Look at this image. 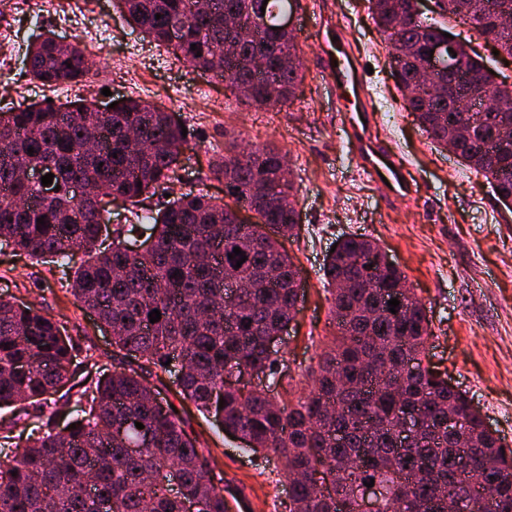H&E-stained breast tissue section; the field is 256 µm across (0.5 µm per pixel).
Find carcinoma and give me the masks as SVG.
Instances as JSON below:
<instances>
[{"label": "carcinoma", "instance_id": "1", "mask_svg": "<svg viewBox=\"0 0 512 512\" xmlns=\"http://www.w3.org/2000/svg\"><path fill=\"white\" fill-rule=\"evenodd\" d=\"M370 2L388 55L401 51L393 75L404 92L440 26L416 23L412 0ZM297 4L116 0L126 21L155 44L230 84L236 99L269 109L294 100L303 80L301 49L293 33L252 19L274 20ZM176 22L182 33L174 41ZM482 32L493 49L512 56V30L485 24ZM24 62L25 74L43 86L90 76L81 43L62 45L53 31L28 46ZM490 74L472 52L466 86L477 90ZM402 108L434 146L454 143L461 163L482 173L497 200L512 207V133L502 138L512 112H480L465 132L443 92L404 94ZM182 126L167 109L132 96L113 108L79 100L0 112V245L74 270L73 296L112 329L113 348L135 360L82 385L76 428L60 430L50 396L71 380L73 344L53 318L0 296V409L15 408L0 421V445L10 446L0 458V512H226L222 480L205 479L213 470L210 451L197 446L170 404L157 401L148 380L169 372L167 359L175 357L186 366L179 380L185 398L250 451L282 460L285 476H299L288 486V512H339L336 499H351L353 487L370 480L383 490L378 512H444L447 496L455 512H470L479 488L488 494V512H512V454L470 409L467 393L424 365L433 335L424 305L372 239H339L320 269L336 335L308 395L287 404L244 380H225L258 371L277 381L288 371L283 357L266 350L268 337L294 320L300 291L298 268L266 232L290 238L299 224L292 185L281 178V150L246 152L228 142L210 171L225 180L232 203L201 191L182 194L156 213H134L153 225L145 251H132L120 226L105 243V207L92 196L76 197L74 186L86 181L138 206L181 168L179 148L191 139ZM27 164L54 174V197L22 179ZM236 247L247 257L239 268L240 256L228 257ZM384 290L399 301L394 314L388 305L375 312ZM155 309L161 319L152 323ZM410 361L414 371L399 375ZM32 410L39 430L16 439L15 428ZM412 411L415 436L400 447L395 437ZM450 412L460 427L448 423ZM173 470L181 476L176 489Z\"/></svg>", "mask_w": 512, "mask_h": 512}]
</instances>
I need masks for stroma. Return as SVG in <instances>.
<instances>
[{
  "label": "stroma",
  "mask_w": 512,
  "mask_h": 512,
  "mask_svg": "<svg viewBox=\"0 0 512 512\" xmlns=\"http://www.w3.org/2000/svg\"><path fill=\"white\" fill-rule=\"evenodd\" d=\"M295 34L304 59V79L292 103L263 121L255 108L236 100L224 83L192 69L126 23L113 0H72L88 11L111 38L104 52L110 65L95 69L83 85L43 89L23 74L26 47L54 27L51 14L26 15L14 0H0L5 28L0 60V108L52 98L82 97L98 105L128 95L168 107L173 93L185 96L175 116L193 137L183 150L184 168L168 194L202 190L223 196L224 183L208 160L229 138H250L279 148L288 160L300 229L283 245L300 271L298 313L281 344L290 368L287 385L258 381V388L284 401L307 393L319 357L335 334L320 267L344 235L377 239L422 302L433 336L426 365L447 373L465 390L490 429L512 449V212L494 196L482 174L434 147L415 117L401 109V94L389 64L387 41L374 24L368 0H300ZM328 18L346 33L351 50L371 65L367 89L380 144L407 165L413 195L389 201L381 188L357 169L348 142L345 114L336 92L325 86L315 62L321 32L311 15ZM173 106V105H172ZM53 263L36 264L0 250V295L34 305L57 320L94 361L108 370L119 358L112 335L66 290ZM157 389L210 450L224 480V497L234 512H288V484L277 459L266 458L231 439L213 419L177 396L173 376L162 375Z\"/></svg>",
  "instance_id": "stroma-1"
}]
</instances>
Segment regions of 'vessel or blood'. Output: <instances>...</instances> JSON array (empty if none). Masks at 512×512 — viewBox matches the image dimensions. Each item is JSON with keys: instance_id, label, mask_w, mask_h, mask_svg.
I'll list each match as a JSON object with an SVG mask.
<instances>
[{"instance_id": "b4317fda", "label": "vessel or blood", "mask_w": 512, "mask_h": 512, "mask_svg": "<svg viewBox=\"0 0 512 512\" xmlns=\"http://www.w3.org/2000/svg\"><path fill=\"white\" fill-rule=\"evenodd\" d=\"M315 23L325 32L318 57L319 71L330 86L340 87L342 93L351 97L347 128L357 168L373 181L383 182L386 198L410 197L412 183L402 161L370 137L369 122L374 114L360 59L351 53L340 27L320 17Z\"/></svg>"}]
</instances>
